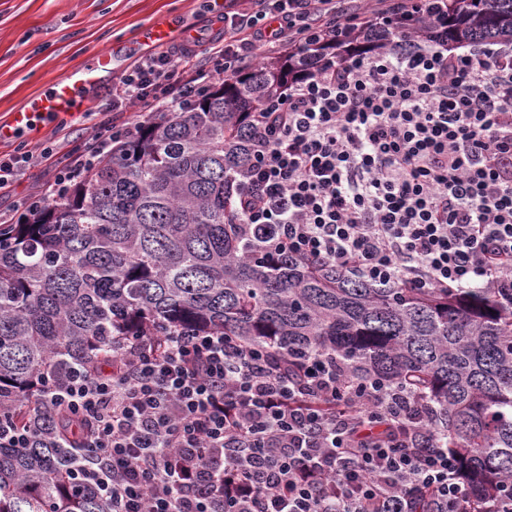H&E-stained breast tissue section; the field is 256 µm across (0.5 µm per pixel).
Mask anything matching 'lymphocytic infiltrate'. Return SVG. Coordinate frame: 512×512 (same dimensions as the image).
<instances>
[{
	"mask_svg": "<svg viewBox=\"0 0 512 512\" xmlns=\"http://www.w3.org/2000/svg\"><path fill=\"white\" fill-rule=\"evenodd\" d=\"M248 0L226 5L210 41V69L174 81L177 46L140 62L118 102L184 109L220 75L253 63L261 45L296 50L344 37L363 13L407 27L375 53L327 63L267 101L253 163L238 189L240 222L264 259L291 255L379 285L512 288V51L483 43L449 52L411 44L416 21L445 0ZM101 126L93 151L57 163L48 142L0 158V192L20 171L53 172L38 205L62 197L110 154ZM117 364L75 369L52 388L92 433L77 476L112 512H409L412 489L460 512L459 461L419 448L425 402L399 387L349 379L328 355L298 374L217 331L121 335Z\"/></svg>",
	"mask_w": 512,
	"mask_h": 512,
	"instance_id": "lymphocytic-infiltrate-1",
	"label": "lymphocytic infiltrate"
}]
</instances>
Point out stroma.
I'll list each match as a JSON object with an SVG mask.
<instances>
[{
    "label": "stroma",
    "mask_w": 512,
    "mask_h": 512,
    "mask_svg": "<svg viewBox=\"0 0 512 512\" xmlns=\"http://www.w3.org/2000/svg\"><path fill=\"white\" fill-rule=\"evenodd\" d=\"M207 0H0V120L43 92L71 67L113 43L135 37L147 23L174 18L203 30L212 25ZM132 70L123 65L101 86L89 112L49 126L43 140L56 141L59 163L90 141L97 126H123L149 119L140 106L112 107V92Z\"/></svg>",
    "instance_id": "stroma-1"
}]
</instances>
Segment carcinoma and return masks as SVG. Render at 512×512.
Listing matches in <instances>:
<instances>
[{
	"label": "carcinoma",
	"mask_w": 512,
	"mask_h": 512,
	"mask_svg": "<svg viewBox=\"0 0 512 512\" xmlns=\"http://www.w3.org/2000/svg\"><path fill=\"white\" fill-rule=\"evenodd\" d=\"M448 48L512 43V0H448ZM372 22L343 41L270 57L209 89L186 112L140 125L59 199L0 224V512H112L69 473L89 425L59 415L51 385L112 367V336L222 331L275 363L327 352L349 377L400 385L428 405L459 459L467 512H501L512 491V301L490 283L377 286L288 254L270 265L239 224L253 118L324 62L382 48ZM412 512H439L432 494Z\"/></svg>",
	"instance_id": "carcinoma-1"
}]
</instances>
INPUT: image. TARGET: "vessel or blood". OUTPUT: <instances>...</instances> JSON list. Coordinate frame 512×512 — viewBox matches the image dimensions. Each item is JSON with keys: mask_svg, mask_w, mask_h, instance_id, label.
Masks as SVG:
<instances>
[{"mask_svg": "<svg viewBox=\"0 0 512 512\" xmlns=\"http://www.w3.org/2000/svg\"><path fill=\"white\" fill-rule=\"evenodd\" d=\"M192 33V28L181 23L166 19L152 22L136 41L111 47L67 71L47 92L31 98L12 112L6 121L0 122V141L37 138L47 119L74 116L85 111L119 62L134 55L166 49Z\"/></svg>", "mask_w": 512, "mask_h": 512, "instance_id": "vessel-or-blood-1", "label": "vessel or blood"}]
</instances>
